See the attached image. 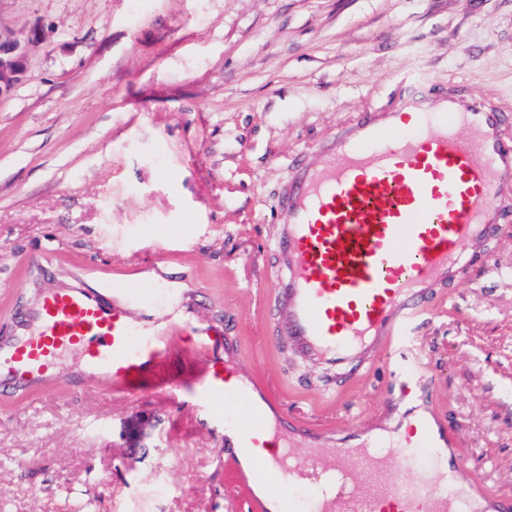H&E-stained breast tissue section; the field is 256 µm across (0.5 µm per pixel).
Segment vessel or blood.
Listing matches in <instances>:
<instances>
[{"label": "vessel or blood", "mask_w": 512, "mask_h": 512, "mask_svg": "<svg viewBox=\"0 0 512 512\" xmlns=\"http://www.w3.org/2000/svg\"><path fill=\"white\" fill-rule=\"evenodd\" d=\"M507 113L454 90L433 100L416 91L384 112L360 113L350 127L321 142L311 163L293 160L282 196L285 215L273 248L280 268L281 330L267 346L287 342L304 356L359 366L376 349L394 347L422 312L438 281L462 279L496 224L512 222V144L502 135ZM171 303L190 308L184 276L162 261L139 269ZM152 295L103 280L56 288L26 307L0 336V393L50 386L59 357L77 353L80 375L129 400L187 396L204 417L238 410L225 431L228 448H256L254 481L276 487L280 512H298L293 484L317 474L324 488L314 512H467L459 462L441 474L409 464L399 450L360 442L298 456L312 424L292 419L271 384L243 373L219 347L224 326L208 320L155 317ZM194 338L187 361L218 364L208 373L168 368L182 335ZM409 448L449 439L434 402L408 404ZM373 475L365 482L353 466Z\"/></svg>", "instance_id": "b4317fda"}]
</instances>
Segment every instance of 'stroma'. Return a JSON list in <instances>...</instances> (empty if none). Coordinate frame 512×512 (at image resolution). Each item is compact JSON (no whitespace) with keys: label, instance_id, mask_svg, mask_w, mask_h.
Listing matches in <instances>:
<instances>
[{"label":"stroma","instance_id":"stroma-1","mask_svg":"<svg viewBox=\"0 0 512 512\" xmlns=\"http://www.w3.org/2000/svg\"><path fill=\"white\" fill-rule=\"evenodd\" d=\"M39 42L0 95V332L75 279L136 283L170 247L199 318L230 319L287 412L362 434L401 423L403 351L357 382L265 347L278 326L289 163L406 89L512 105V0H0ZM412 336L455 432L459 479L512 495V223L427 301ZM234 411L112 396L83 378L0 402V512H251Z\"/></svg>","mask_w":512,"mask_h":512}]
</instances>
